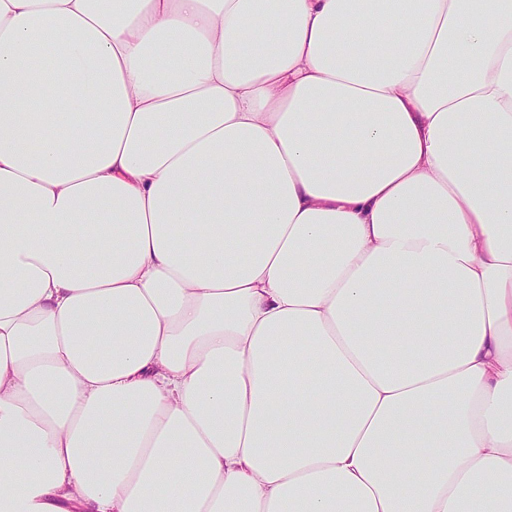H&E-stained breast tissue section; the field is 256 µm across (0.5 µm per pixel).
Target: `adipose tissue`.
Here are the masks:
<instances>
[{
    "instance_id": "ef3b65f1",
    "label": "adipose tissue",
    "mask_w": 512,
    "mask_h": 512,
    "mask_svg": "<svg viewBox=\"0 0 512 512\" xmlns=\"http://www.w3.org/2000/svg\"><path fill=\"white\" fill-rule=\"evenodd\" d=\"M0 512H512V0H0Z\"/></svg>"
}]
</instances>
